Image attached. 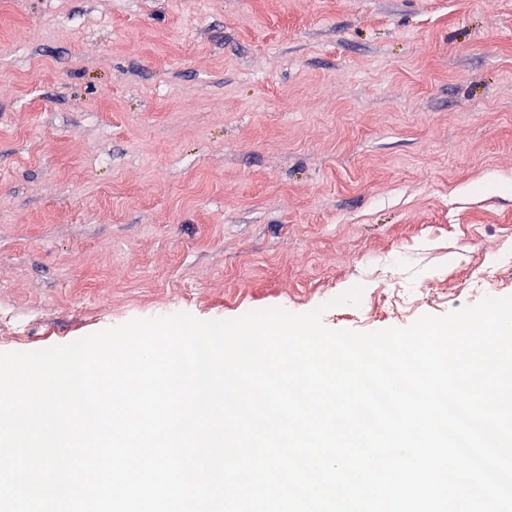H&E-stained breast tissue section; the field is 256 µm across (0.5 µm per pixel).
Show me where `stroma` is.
Masks as SVG:
<instances>
[{
	"label": "stroma",
	"instance_id": "35a3bbf8",
	"mask_svg": "<svg viewBox=\"0 0 512 512\" xmlns=\"http://www.w3.org/2000/svg\"><path fill=\"white\" fill-rule=\"evenodd\" d=\"M306 109H299V101ZM512 0H0V352L512 274Z\"/></svg>",
	"mask_w": 512,
	"mask_h": 512
}]
</instances>
